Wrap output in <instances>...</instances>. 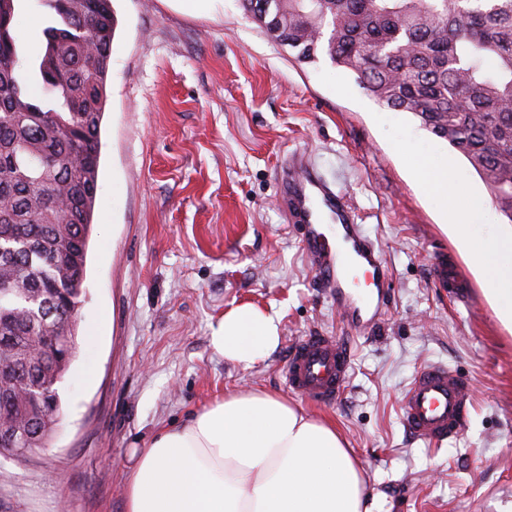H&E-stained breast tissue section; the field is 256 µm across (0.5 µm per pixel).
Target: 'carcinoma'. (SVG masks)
Listing matches in <instances>:
<instances>
[{
    "label": "carcinoma",
    "instance_id": "obj_1",
    "mask_svg": "<svg viewBox=\"0 0 512 512\" xmlns=\"http://www.w3.org/2000/svg\"><path fill=\"white\" fill-rule=\"evenodd\" d=\"M38 2L51 19L30 60L12 32L15 0H0V289H12L0 302V423L45 438L76 356L117 20L112 0ZM276 2L267 35L299 62L326 56L446 140L512 224V0Z\"/></svg>",
    "mask_w": 512,
    "mask_h": 512
}]
</instances>
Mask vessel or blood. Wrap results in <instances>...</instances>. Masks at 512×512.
I'll use <instances>...</instances> for the list:
<instances>
[{
	"instance_id": "vessel-or-blood-1",
	"label": "vessel or blood",
	"mask_w": 512,
	"mask_h": 512,
	"mask_svg": "<svg viewBox=\"0 0 512 512\" xmlns=\"http://www.w3.org/2000/svg\"><path fill=\"white\" fill-rule=\"evenodd\" d=\"M290 223L300 225L317 275L345 308L355 332L378 319L386 306L385 263L377 246L363 234L344 194L337 192L305 155H295L282 173ZM366 268L376 293L356 303L347 291V267ZM352 344L346 336L313 333L293 348L284 370L294 393L319 403L336 401L350 379ZM474 405L471 384L455 370L428 362L415 372L403 396L401 419L416 439L440 444L458 436Z\"/></svg>"
}]
</instances>
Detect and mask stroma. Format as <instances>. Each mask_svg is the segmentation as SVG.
I'll list each match as a JSON object with an SVG mask.
<instances>
[{
	"label": "stroma",
	"instance_id": "1",
	"mask_svg": "<svg viewBox=\"0 0 512 512\" xmlns=\"http://www.w3.org/2000/svg\"><path fill=\"white\" fill-rule=\"evenodd\" d=\"M94 220L78 311L77 355L58 393L62 421L26 459L0 457V512H125L126 467L160 429L227 391L286 393L292 347L342 336L344 316L318 279L278 172L307 152L360 215L391 273L388 309L362 329L350 382L329 404L365 467L376 512H500L512 502V332L443 229L465 191L488 189L446 140L381 106L328 59L301 63L238 0L196 13L180 0H112ZM46 11L17 0L14 34L43 54ZM448 171L429 198L409 164ZM447 258L464 294L435 279ZM279 319L280 345L244 369L210 344L228 309ZM448 365L475 392L463 432L438 449L411 439L400 400L417 368Z\"/></svg>",
	"mask_w": 512,
	"mask_h": 512
}]
</instances>
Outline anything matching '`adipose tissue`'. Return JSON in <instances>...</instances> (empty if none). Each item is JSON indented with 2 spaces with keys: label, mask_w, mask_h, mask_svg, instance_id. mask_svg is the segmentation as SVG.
<instances>
[{
  "label": "adipose tissue",
  "mask_w": 512,
  "mask_h": 512,
  "mask_svg": "<svg viewBox=\"0 0 512 512\" xmlns=\"http://www.w3.org/2000/svg\"><path fill=\"white\" fill-rule=\"evenodd\" d=\"M464 207L450 225L512 330V225L476 224ZM210 343L250 368L279 343L274 316L249 304L227 310ZM125 482L126 512H371L363 465L327 418L264 390L231 392L158 432Z\"/></svg>",
  "instance_id": "ef3b65f1"
}]
</instances>
